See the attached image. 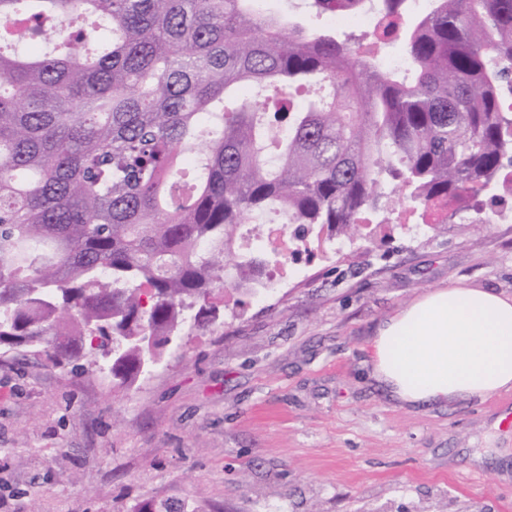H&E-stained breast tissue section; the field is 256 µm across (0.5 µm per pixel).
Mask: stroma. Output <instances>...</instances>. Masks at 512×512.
Masks as SVG:
<instances>
[{"label": "stroma", "mask_w": 512, "mask_h": 512, "mask_svg": "<svg viewBox=\"0 0 512 512\" xmlns=\"http://www.w3.org/2000/svg\"><path fill=\"white\" fill-rule=\"evenodd\" d=\"M125 389L0 358V512H512V390L400 405L377 327L458 282L512 295V223L410 219L275 270Z\"/></svg>", "instance_id": "obj_1"}]
</instances>
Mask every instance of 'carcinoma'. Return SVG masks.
I'll list each match as a JSON object with an SVG mask.
<instances>
[{
	"instance_id": "cac0c4a2",
	"label": "carcinoma",
	"mask_w": 512,
	"mask_h": 512,
	"mask_svg": "<svg viewBox=\"0 0 512 512\" xmlns=\"http://www.w3.org/2000/svg\"><path fill=\"white\" fill-rule=\"evenodd\" d=\"M364 39L409 70L255 0H0V351L129 387L215 325V290L283 264L240 225L279 211L330 241L488 191L512 165V0ZM247 83L268 94L229 95Z\"/></svg>"
}]
</instances>
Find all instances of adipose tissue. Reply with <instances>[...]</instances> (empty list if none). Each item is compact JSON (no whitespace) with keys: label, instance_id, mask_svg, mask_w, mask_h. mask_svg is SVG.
<instances>
[{"label":"adipose tissue","instance_id":"1","mask_svg":"<svg viewBox=\"0 0 512 512\" xmlns=\"http://www.w3.org/2000/svg\"><path fill=\"white\" fill-rule=\"evenodd\" d=\"M369 359L409 406L512 389V296L461 283L427 292L381 325Z\"/></svg>","mask_w":512,"mask_h":512}]
</instances>
